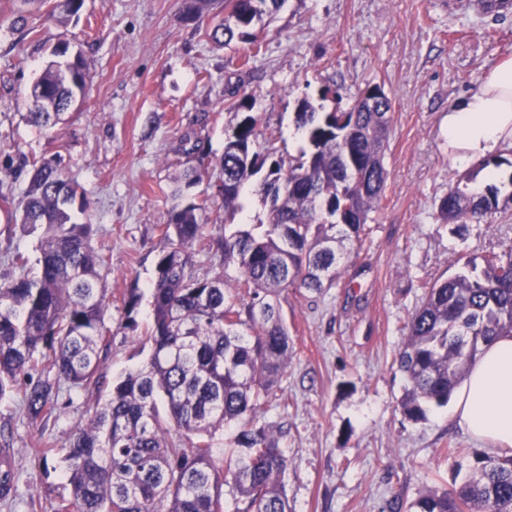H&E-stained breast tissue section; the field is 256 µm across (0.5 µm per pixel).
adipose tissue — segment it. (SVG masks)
Returning <instances> with one entry per match:
<instances>
[{
    "label": "adipose tissue",
    "mask_w": 512,
    "mask_h": 512,
    "mask_svg": "<svg viewBox=\"0 0 512 512\" xmlns=\"http://www.w3.org/2000/svg\"><path fill=\"white\" fill-rule=\"evenodd\" d=\"M448 157L456 166L512 149V56L479 87L449 106ZM474 440L512 452V334L483 346L469 365L448 415Z\"/></svg>",
    "instance_id": "ef3b65f1"
}]
</instances>
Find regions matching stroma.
<instances>
[{"label":"stroma","mask_w":512,"mask_h":512,"mask_svg":"<svg viewBox=\"0 0 512 512\" xmlns=\"http://www.w3.org/2000/svg\"><path fill=\"white\" fill-rule=\"evenodd\" d=\"M20 14L38 39L15 25ZM223 16L224 0H210L193 22L184 0H85L79 18L63 25L35 0H0V198L22 199L27 158L58 156L63 175L78 185L87 209L75 219L92 224V244L106 259L111 343L101 370L114 380L150 355L132 342L121 297L133 286L149 291L182 165L201 175L185 191L207 223L191 249L197 275L220 273L234 287L236 266L208 243L225 224L268 212L257 186L234 213L216 193L224 140L237 122L230 90L255 93L261 138L294 160L306 146L291 135L301 101L320 113L344 110L367 87L381 86L393 107L385 197L332 287L282 295L292 350L257 421L271 426L288 457L293 512L406 510L420 492L462 482L475 454L493 451L450 424L447 409H429L421 422L406 418L407 380L396 357L427 288L454 273L453 257L512 247L511 149L497 157L504 212L468 224L438 215L450 186L483 175L479 162L451 163L446 117L449 105L512 56V14L486 16L472 0H285L255 56L250 44L209 39ZM64 41L82 52L87 94L75 119L44 130L25 119L28 95L52 47ZM245 55L250 63L238 69ZM40 239L0 205V279L39 275ZM18 253L28 259L21 271L12 264ZM95 402L61 383L59 412L35 423L21 393L0 398L13 483L0 512H54L69 497L61 452L45 458L40 449L85 426Z\"/></svg>","instance_id":"35a3bbf8"}]
</instances>
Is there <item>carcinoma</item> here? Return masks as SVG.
<instances>
[{
	"mask_svg": "<svg viewBox=\"0 0 512 512\" xmlns=\"http://www.w3.org/2000/svg\"><path fill=\"white\" fill-rule=\"evenodd\" d=\"M225 0L227 13L208 33L215 43H257V30L284 0ZM84 0H54L48 13L59 23L76 16ZM55 49L56 60L30 88V122L55 126L85 99L80 55ZM377 94L374 107L366 99ZM392 104L378 85L351 107L319 114L302 101L296 113L308 148L295 163L254 149L257 120L243 117L224 142V211L243 209L254 176L270 199L266 219L239 224L216 242L224 263H234L233 289L224 277L197 276L191 248L203 222L194 203H176L163 229L151 287L152 329L135 342L151 344L148 362L127 372L97 402L86 426L61 442L70 497L55 512H292L284 478L288 457L270 427L257 425L288 366L291 337L282 292H319L343 269L348 246L360 240L381 205L384 148ZM33 173L18 204L17 221L44 228L41 272L0 281V397L23 394L28 417L46 421L60 409L55 381L99 393L107 387L101 364L108 354L105 258L92 245L93 228L72 219L78 187L54 158L30 163ZM498 189H448L442 220L466 224L499 211ZM142 295L122 296L126 327L136 331ZM512 334V247L467 259L434 283L408 324L399 365L410 388L402 400L409 419L425 405L443 407L481 346ZM164 402L167 415L159 411ZM235 423L236 448L215 456L216 432ZM181 439H170L171 430ZM231 486L232 501L224 498ZM413 512H512V455L475 454L458 487L423 491Z\"/></svg>",
	"mask_w": 512,
	"mask_h": 512,
	"instance_id": "cac0c4a2",
	"label": "carcinoma"
}]
</instances>
